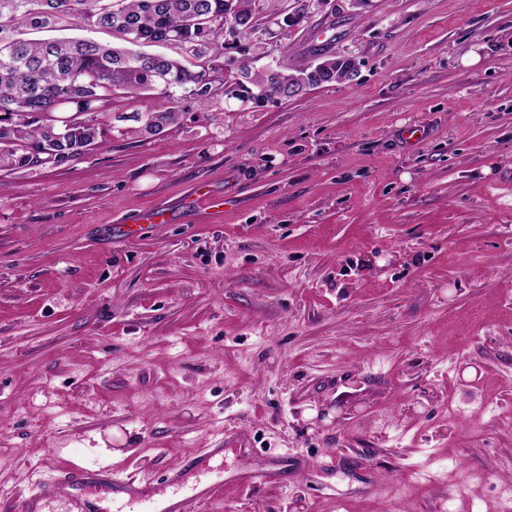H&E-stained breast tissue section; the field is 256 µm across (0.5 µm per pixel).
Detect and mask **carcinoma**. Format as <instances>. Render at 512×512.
<instances>
[{"label": "carcinoma", "mask_w": 512, "mask_h": 512, "mask_svg": "<svg viewBox=\"0 0 512 512\" xmlns=\"http://www.w3.org/2000/svg\"><path fill=\"white\" fill-rule=\"evenodd\" d=\"M244 24L258 20L256 0H0V162L10 170L65 165L105 136L104 118L118 95L153 96L154 108L142 130L176 123L185 91L201 104L212 98L195 92L205 67H187L188 57L209 62L230 49L224 12ZM95 30L112 32L116 42L89 38L29 40L22 30ZM165 45L175 55L147 53L145 46ZM324 83L351 81L355 58L343 55ZM307 61L288 71L274 68L229 84L233 97L250 99L267 86L288 96L310 69ZM73 112L66 127L53 116L60 101Z\"/></svg>", "instance_id": "1"}]
</instances>
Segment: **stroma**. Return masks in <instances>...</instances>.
Listing matches in <instances>:
<instances>
[{
	"label": "stroma",
	"mask_w": 512,
	"mask_h": 512,
	"mask_svg": "<svg viewBox=\"0 0 512 512\" xmlns=\"http://www.w3.org/2000/svg\"><path fill=\"white\" fill-rule=\"evenodd\" d=\"M294 8L256 0L251 69L354 81L155 135L122 100L78 160L0 170V512L217 446L207 512H512V0ZM340 59H343V62L340 64L337 72H336V62L332 66L331 71H327L326 75L328 77H323L324 84L330 83H341L344 81H351L357 74V63L355 58L348 55H338ZM321 85V86H322Z\"/></svg>",
	"instance_id": "obj_1"
}]
</instances>
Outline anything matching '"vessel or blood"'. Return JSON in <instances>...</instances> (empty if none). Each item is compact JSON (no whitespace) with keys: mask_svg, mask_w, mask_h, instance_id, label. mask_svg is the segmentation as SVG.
Segmentation results:
<instances>
[{"mask_svg":"<svg viewBox=\"0 0 512 512\" xmlns=\"http://www.w3.org/2000/svg\"><path fill=\"white\" fill-rule=\"evenodd\" d=\"M223 456L224 451L220 448L201 449L172 467L159 482H137L116 470L97 473L72 463L43 483L40 493L64 499L68 512H94L88 496L92 488H101L118 496L129 512H198L202 504L210 501L214 486L204 481L189 487L185 478L189 473L208 466L212 467L216 477H223V467L212 464L213 459Z\"/></svg>","mask_w":512,"mask_h":512,"instance_id":"vessel-or-blood-1","label":"vessel or blood"}]
</instances>
